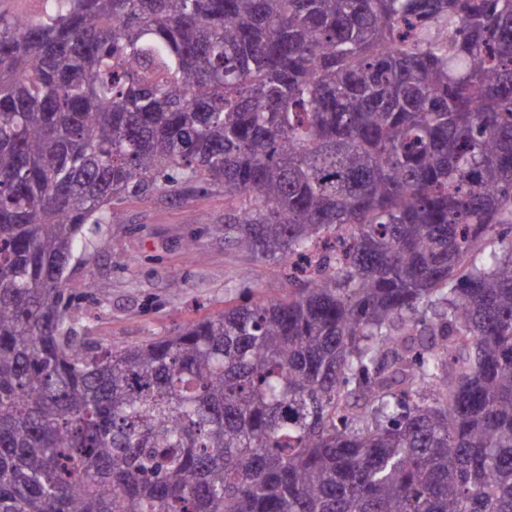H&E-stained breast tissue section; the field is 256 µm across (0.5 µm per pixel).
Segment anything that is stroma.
I'll return each mask as SVG.
<instances>
[{
  "mask_svg": "<svg viewBox=\"0 0 512 512\" xmlns=\"http://www.w3.org/2000/svg\"><path fill=\"white\" fill-rule=\"evenodd\" d=\"M119 224L87 225L95 248L74 262L69 287L92 343L124 346L171 334L223 312L246 290L287 295L278 265L224 239V190L183 184L180 192L131 195Z\"/></svg>",
  "mask_w": 512,
  "mask_h": 512,
  "instance_id": "stroma-1",
  "label": "stroma"
}]
</instances>
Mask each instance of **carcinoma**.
<instances>
[{
  "mask_svg": "<svg viewBox=\"0 0 512 512\" xmlns=\"http://www.w3.org/2000/svg\"><path fill=\"white\" fill-rule=\"evenodd\" d=\"M188 182L288 295L87 342L85 226ZM0 512H512V0L1 10Z\"/></svg>",
  "mask_w": 512,
  "mask_h": 512,
  "instance_id": "obj_1",
  "label": "carcinoma"
}]
</instances>
